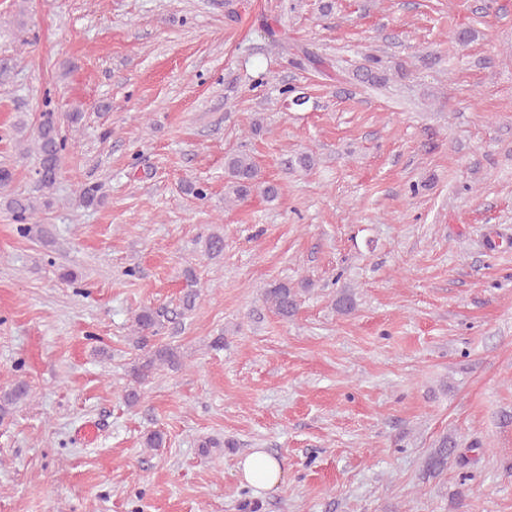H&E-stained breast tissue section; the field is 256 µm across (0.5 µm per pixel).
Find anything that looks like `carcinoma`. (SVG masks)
I'll return each instance as SVG.
<instances>
[{
	"label": "carcinoma",
	"mask_w": 512,
	"mask_h": 512,
	"mask_svg": "<svg viewBox=\"0 0 512 512\" xmlns=\"http://www.w3.org/2000/svg\"><path fill=\"white\" fill-rule=\"evenodd\" d=\"M47 109L40 113L33 124L21 118L14 123L16 134L23 141L31 142L37 160L36 180L33 192L18 194L9 187L13 182V171L8 166H0V207L5 208L18 222L17 232L28 236L33 232V225L28 223L38 210V198L52 194L63 155L67 148L66 128H73L81 122L83 112L74 110L59 113L45 103ZM258 192L268 201H274L281 195L280 187L260 176V168L254 157L243 152L229 153L224 156V201L242 202L253 193ZM224 251V236L212 232L204 239V253L214 258ZM189 288L182 297V313L192 311L199 298L198 289L194 288L196 277L188 276ZM298 289L286 282H277L263 289L262 297L269 303L277 315L283 319L295 315L299 299ZM336 310L348 314L356 308V298L349 289H342L336 295ZM170 321L169 311L162 308L144 306L132 318L133 345L141 351L129 369L131 380L140 384L148 379L159 367L167 365L175 368L180 365V354L176 347L158 339L165 323ZM30 396V386L24 380H17L6 388L0 389V419L11 414L17 404ZM459 444L452 436L441 438L425 460V471L429 474L443 472L448 466V459L458 456L459 464L466 467L471 458L464 453H457Z\"/></svg>",
	"instance_id": "carcinoma-1"
}]
</instances>
